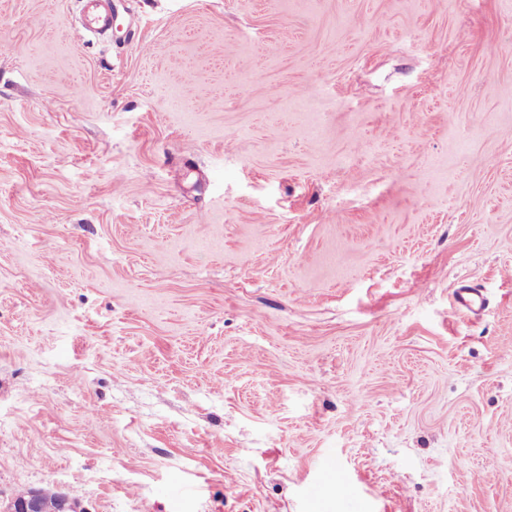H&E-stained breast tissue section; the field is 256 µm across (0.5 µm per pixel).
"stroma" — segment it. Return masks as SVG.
Returning a JSON list of instances; mask_svg holds the SVG:
<instances>
[{"mask_svg":"<svg viewBox=\"0 0 512 512\" xmlns=\"http://www.w3.org/2000/svg\"><path fill=\"white\" fill-rule=\"evenodd\" d=\"M112 11L0 0V497L512 512V0ZM102 0H83L85 27L92 31H104L112 27V15L99 10Z\"/></svg>","mask_w":512,"mask_h":512,"instance_id":"35a3bbf8","label":"stroma"}]
</instances>
